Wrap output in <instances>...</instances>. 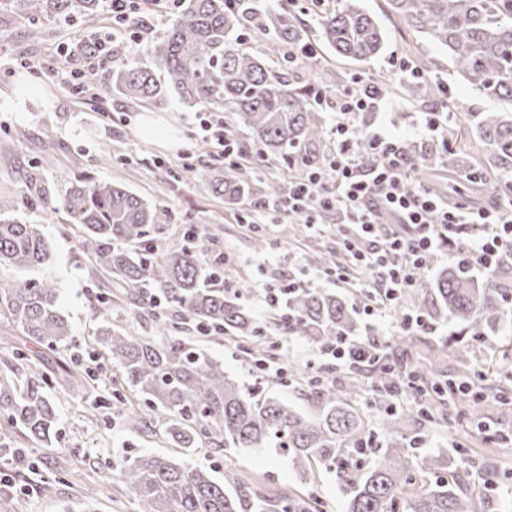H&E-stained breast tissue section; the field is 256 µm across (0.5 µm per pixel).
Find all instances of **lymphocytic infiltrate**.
Masks as SVG:
<instances>
[{"label":"lymphocytic infiltrate","mask_w":512,"mask_h":512,"mask_svg":"<svg viewBox=\"0 0 512 512\" xmlns=\"http://www.w3.org/2000/svg\"><path fill=\"white\" fill-rule=\"evenodd\" d=\"M383 96L370 89L363 97L342 92L336 99L331 131L335 146L326 156L305 164L301 177L288 183L280 214L314 226L321 214L336 212V237L342 261L325 269V278L353 283L373 295L367 315L399 306L403 295L418 285L433 254L448 249L454 258L495 275L512 257V182L504 181L486 209L440 202L423 186L409 187L412 159L405 141L386 130L360 131V113L379 108ZM197 135L234 162L240 144L224 135V117L214 112L197 116ZM378 159L367 171L355 164L359 152ZM394 220L379 223L378 210Z\"/></svg>","instance_id":"lymphocytic-infiltrate-1"}]
</instances>
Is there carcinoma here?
Instances as JSON below:
<instances>
[{"label":"carcinoma","instance_id":"1","mask_svg":"<svg viewBox=\"0 0 512 512\" xmlns=\"http://www.w3.org/2000/svg\"><path fill=\"white\" fill-rule=\"evenodd\" d=\"M9 12L26 22L24 37L41 42L51 35L46 22L77 18L87 26L106 22L104 0H8ZM389 14L427 41L448 48L452 75L484 95L512 103V0H385ZM173 19L164 36L132 43L112 68V90L134 106H159L175 95L189 108L224 112V131L233 141L249 136L258 156L288 163L316 157L323 118L316 97L346 86L356 96L364 86L349 83L343 73L316 55L315 43L337 56L367 60L379 55L385 32L360 0H336L317 13L311 29L287 2L260 5L248 0H175ZM302 51L290 65L288 50ZM304 70L310 84L297 87L288 71ZM484 156L467 151L439 154L411 150L414 169L433 180L443 168L448 179L461 178L473 167L512 173V111L470 112ZM288 179L260 177L242 164L197 174V188L231 207L243 201L269 206L285 194ZM41 201L66 212L81 235L83 253L95 267L112 275L129 305L112 319L110 297L98 298L107 324L98 331V353L113 365L137 400L119 388L112 398L133 430L165 420V438L189 455L202 445L222 448H266L275 442L303 476L315 482V467L336 471L348 489V512H482L475 493L459 491L448 458L418 455L415 441L395 435L372 446L376 412L396 402L398 383L416 384L420 415L433 424L448 420L450 383L438 365L448 344L420 353L411 336L391 341L388 367L363 370L367 383L352 377L337 387L326 377L288 369L294 382L310 391L321 416L310 421L274 396L258 398L224 373V366L203 355L188 336L195 332L236 343L246 361L259 367L275 358L273 345L240 303L248 287L241 281L231 293L206 261L213 238L193 231L191 243L167 246L157 236L169 213L161 211L112 181L79 179L60 196L51 197L37 177L9 200L0 198V317L11 320L30 344L58 351L70 336L59 308L60 285L50 275L18 276L45 268L52 246L42 225L15 216L22 205ZM512 289V266L496 280L478 283L466 265L452 257L439 266L432 281H421L403 305L432 321L453 319L470 336L495 332L506 318L503 296ZM437 297L430 308L428 297ZM151 326L167 337L163 344L130 331L127 323ZM276 325L326 345L356 330L352 308L336 293L296 286L288 289ZM26 389L0 396V417L22 427L44 443L56 435L57 414L43 387L50 385L41 367H28ZM118 476L134 497L139 512H326L311 493L282 491L232 472L224 482L209 472L171 457L139 455L119 466Z\"/></svg>","mask_w":512,"mask_h":512}]
</instances>
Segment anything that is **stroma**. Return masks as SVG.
Listing matches in <instances>:
<instances>
[{
    "instance_id": "obj_1",
    "label": "stroma",
    "mask_w": 512,
    "mask_h": 512,
    "mask_svg": "<svg viewBox=\"0 0 512 512\" xmlns=\"http://www.w3.org/2000/svg\"><path fill=\"white\" fill-rule=\"evenodd\" d=\"M362 4L386 32L384 51L369 62L339 57L335 60L336 67L351 81L372 86L388 83L384 95L386 107L370 113L369 125L397 133L414 131L439 100V87L450 80L448 51L427 43L388 15L385 0H362ZM49 27L52 39L34 44L24 38L22 23L0 25V54L12 62L10 68H0V196L15 194L31 173L56 194L82 177L118 181L157 209L169 211L171 219L164 226L167 244L182 243L191 227H206L216 233L220 251L239 259L235 267L227 269L226 275L236 282L248 281L241 302L250 313L258 311L260 300L253 285L262 275L273 281L291 279L352 295L350 284L321 279L323 264L311 263L306 258L315 241L320 242L325 255L335 256L336 239L330 229L336 221L335 215H324L319 226L311 229L294 223L286 235L282 223L241 221L239 211L226 210L223 200L199 194L188 171L190 162L183 159L181 151L182 144L188 143L196 130L195 111L186 109L175 99L152 110L154 116L175 130L180 148L170 150L142 137L138 123L144 110L113 95L111 62H104L98 70L97 97L89 102L52 74L57 66L69 70L79 68L75 57L59 56L57 48L74 45L86 37L88 27L80 22L62 27L54 21ZM417 58L434 62L421 78L406 76L394 66L395 60ZM29 84L37 86V93H26ZM18 98L24 101V111L5 109V102ZM449 106L451 122L459 130L457 148L473 154L480 152L482 146L472 135L466 115L498 110L499 102L459 84L453 88ZM47 155L53 156L54 164L44 170L39 162ZM170 170L179 173V180L167 179ZM25 219L42 225L53 241V261L48 272L60 285L59 305L74 337L65 351L53 353L39 349L33 355L46 372L56 375L88 364L99 325L96 297L112 291L115 281L92 267L64 212L37 203L28 208ZM258 234L267 243L261 255L252 246V239ZM272 254L279 255V263L269 262ZM23 342L16 327L1 318L0 390L11 392L25 383V365L9 368L4 364L10 347ZM499 342V337L490 336L483 347L449 350L444 374L452 380L472 374L477 361L494 357ZM198 348L205 356L222 362L225 374L240 387L274 396L305 418L318 417L320 408L309 392L299 390L286 376L276 380L259 376L234 343L224 339L203 340ZM117 375V370L110 367L97 373L96 388L86 401L58 385L47 387L46 393L59 411L57 436L51 444L28 437L22 428L0 424V448L25 451L36 472V481L52 483L51 489L39 490L31 496H0V512H85L89 507L94 512H137L136 502L122 490L117 479L120 460L137 453L167 452L174 457L181 454L179 449L169 447L161 424H154L147 431H135L125 425L112 405V380ZM93 403L106 406L107 416L91 412L89 406ZM406 432L419 435V453L444 454L455 459L456 479L461 488L467 492L475 490L484 460L481 449L475 446H469L467 456H459V448L468 446L467 431L453 422L438 426L413 422ZM185 458L191 466L209 470L219 480L228 471L240 469L280 489L308 487L328 505V512H347L348 495L335 474L318 472L315 486H307L287 455L275 448H227L217 452L201 447Z\"/></svg>"
}]
</instances>
